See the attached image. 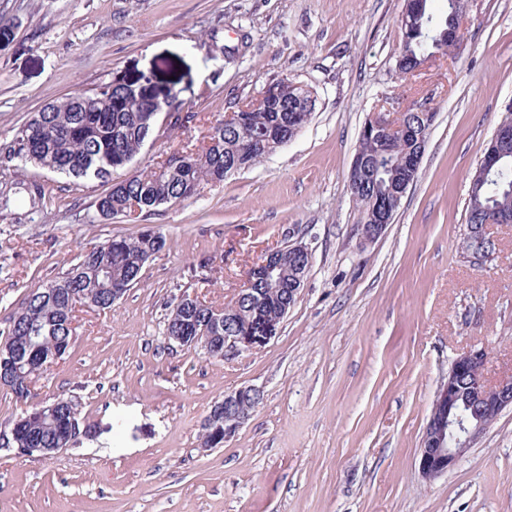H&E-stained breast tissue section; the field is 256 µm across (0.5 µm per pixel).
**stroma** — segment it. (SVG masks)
I'll list each match as a JSON object with an SVG mask.
<instances>
[{"label": "stroma", "mask_w": 512, "mask_h": 512, "mask_svg": "<svg viewBox=\"0 0 512 512\" xmlns=\"http://www.w3.org/2000/svg\"><path fill=\"white\" fill-rule=\"evenodd\" d=\"M404 0H0V142L47 104L123 77L174 88L189 128L148 141L117 178L199 145L276 77L312 88L310 124L255 166L144 219H101L98 180L0 165V330L35 288L110 237L166 238L109 311L79 308L75 335L28 402L0 388V426L69 398L80 435L49 458L0 451V512H512V409L456 466L424 479L417 455L457 354L486 347L512 371V224L493 264L462 249L469 178L512 107V0H470L464 47L406 80ZM437 113L418 178L392 224L363 242L348 175L382 97ZM40 184L43 208L26 189ZM303 231L312 263L264 348L207 357L171 346L185 295L224 307L249 267ZM242 386L261 401L224 446L201 445L212 405Z\"/></svg>", "instance_id": "1"}]
</instances>
